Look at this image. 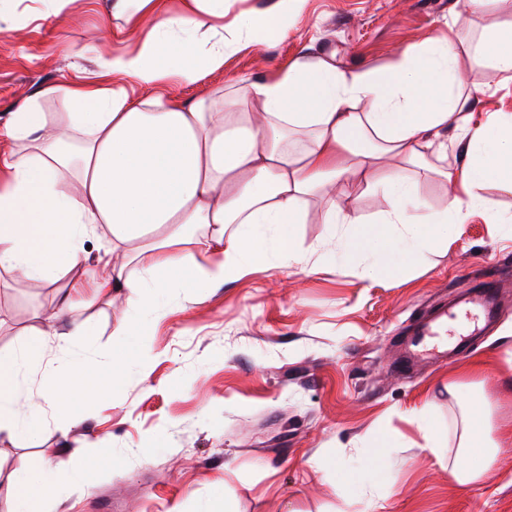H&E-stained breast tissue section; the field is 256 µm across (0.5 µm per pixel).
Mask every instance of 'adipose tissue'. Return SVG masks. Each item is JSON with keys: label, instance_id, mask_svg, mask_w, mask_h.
<instances>
[{"label": "adipose tissue", "instance_id": "adipose-tissue-1", "mask_svg": "<svg viewBox=\"0 0 512 512\" xmlns=\"http://www.w3.org/2000/svg\"><path fill=\"white\" fill-rule=\"evenodd\" d=\"M227 0H183L179 13L162 0H108L105 16L125 29L152 26L131 51L96 59L97 77H60L0 115V269L33 280L66 279L64 315L47 317L20 346L0 353V434L23 441L44 423L45 409L67 413L107 389L102 366L120 378L145 361L135 347L101 363L76 348L89 326L76 312L87 293L136 298L131 330L141 336L152 318L153 289L219 288L248 268H297V244L309 201L324 198V224L342 225L343 253L366 278L401 273L447 244L473 210L495 214L483 196L492 180L512 183V113L473 125L471 88L459 75L456 40H432L405 51L389 69L348 68L334 57L303 55L276 76L238 77L188 101L159 94L172 82L192 86L222 71L242 41L288 33V15L301 0H279L274 12L238 15L224 27ZM512 81V21L484 26L466 46ZM120 76L150 90L130 98L112 84ZM55 101L65 120L47 112ZM464 156L445 167L449 150ZM448 183L439 211L420 195L421 180ZM379 193L388 207L377 217L345 209L335 192ZM111 238L96 256L86 244ZM95 260L99 273L79 269ZM60 351L44 367L38 398L22 401L32 362L48 345ZM475 381L452 382L464 429L454 477L467 486L493 468L512 428L497 424L493 401ZM62 462L40 474H15L11 512H43L64 484L83 481Z\"/></svg>", "mask_w": 512, "mask_h": 512}]
</instances>
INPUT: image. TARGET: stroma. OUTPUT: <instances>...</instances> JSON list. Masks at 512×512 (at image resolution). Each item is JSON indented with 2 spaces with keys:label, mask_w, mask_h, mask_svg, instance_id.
I'll return each mask as SVG.
<instances>
[{
  "label": "stroma",
  "mask_w": 512,
  "mask_h": 512,
  "mask_svg": "<svg viewBox=\"0 0 512 512\" xmlns=\"http://www.w3.org/2000/svg\"><path fill=\"white\" fill-rule=\"evenodd\" d=\"M465 0H305L284 38L242 44L223 71L165 91L201 97L225 79L264 78L304 53L335 56L345 67H391L409 47L447 35ZM37 0H0L21 21L0 29V112L61 76L91 78L96 54L136 47V34L103 39L102 0H72L68 16L31 20ZM95 55L69 57L73 44ZM457 68L473 90L474 120L512 113V82L460 53ZM299 227L305 269H254L184 302L180 288L159 290L145 342L154 358L129 369L92 406L75 404L61 432L48 413L39 434L19 442L0 435V512H9L12 474L37 473L60 460L79 464L83 490L52 499L48 512H512V447L494 469L462 486L450 453L457 408L449 378L478 371L499 421L512 424V230L480 209L447 246L404 273L367 282L346 266L322 269L340 250L310 204ZM497 256L496 265L485 262ZM493 278L500 319L491 335L466 336L464 350L424 362L408 358L418 321ZM60 285L0 271V352L16 349L43 316L58 310ZM137 306L95 301L83 312L90 335L79 345L102 360L127 341ZM427 418L444 450L424 449ZM397 437L375 485L347 493L378 432ZM98 442L88 456L85 441Z\"/></svg>",
  "instance_id": "stroma-1"
}]
</instances>
